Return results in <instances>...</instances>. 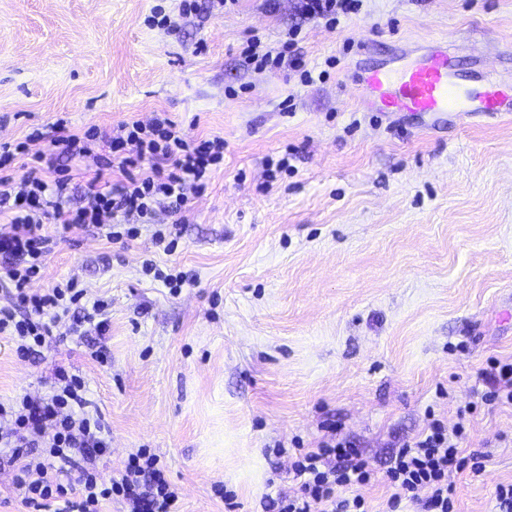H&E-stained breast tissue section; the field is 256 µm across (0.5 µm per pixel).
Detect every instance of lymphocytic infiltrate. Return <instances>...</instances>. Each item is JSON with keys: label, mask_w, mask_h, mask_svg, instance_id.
I'll return each instance as SVG.
<instances>
[{"label": "lymphocytic infiltrate", "mask_w": 512, "mask_h": 512, "mask_svg": "<svg viewBox=\"0 0 512 512\" xmlns=\"http://www.w3.org/2000/svg\"><path fill=\"white\" fill-rule=\"evenodd\" d=\"M362 0H298L308 19L338 26L341 18L358 14ZM300 29L289 30L279 46L251 36L241 51L244 63L261 71L273 65L299 72L303 83L312 74L298 53ZM101 141L106 154L93 153ZM28 154L26 143L0 144V283L9 302L0 307V335L24 357L41 354L54 324L72 316L71 335L87 328L107 327L103 301H91L75 279L43 293L29 285L38 277L49 251L43 234L45 219L69 231L99 230L109 239H134L138 224L151 223L157 209L182 212L191 197L202 193L213 170L224 159V140L191 138L166 114L136 120L113 130L92 127L84 133H64L45 151L32 157L30 172L11 174L18 157ZM92 158L96 169L86 182L82 204L72 209L65 198L71 176L60 159ZM118 170L111 181L105 171ZM129 229H122V222ZM464 426L447 431L430 420L421 436L403 445L389 460L386 480L393 489L386 512H455L454 474L483 470L481 455H461ZM112 442L109 429L93 409L85 380L64 365H56L49 394L22 396L0 402V471L13 476L10 491L29 512H103L107 503L122 501L128 512H177L179 493L166 478V465L150 449H139L125 462L119 476L104 478L99 462ZM291 475L296 494L277 492L269 498L272 512H369L359 495L375 471L349 442L328 436L317 447L294 446ZM350 489L347 497L337 496Z\"/></svg>", "instance_id": "1"}]
</instances>
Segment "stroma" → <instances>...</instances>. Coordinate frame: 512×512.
<instances>
[{
  "instance_id": "obj_1",
  "label": "stroma",
  "mask_w": 512,
  "mask_h": 512,
  "mask_svg": "<svg viewBox=\"0 0 512 512\" xmlns=\"http://www.w3.org/2000/svg\"><path fill=\"white\" fill-rule=\"evenodd\" d=\"M197 3L185 15L181 0H0V143L37 128L35 153L57 119L81 133L156 112L224 140L186 217L157 210L125 244L79 230L57 241L34 289L78 278L107 302L108 329L74 341L60 319L36 359L0 338V400L43 395L55 364L71 367L112 434L104 476L152 449L179 512H226L218 483L234 512H263L266 495L296 488L288 448L317 447L330 423L375 469L362 493L383 512L390 456L430 419L461 423V448L485 469L454 475L455 510L497 512V487L512 484V404H480L479 375L512 360V117L424 127L366 112L355 76L439 36L462 82L512 81V0H363L333 29L301 18L296 0ZM157 6L179 33L149 23ZM297 25L312 83L244 66L251 35L274 44ZM465 31L474 44L458 41ZM171 224L166 253L153 234ZM147 259L187 282L171 292ZM90 341L109 364L86 356Z\"/></svg>"
}]
</instances>
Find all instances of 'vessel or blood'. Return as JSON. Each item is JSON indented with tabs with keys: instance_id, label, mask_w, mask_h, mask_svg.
<instances>
[{
	"instance_id": "1",
	"label": "vessel or blood",
	"mask_w": 512,
	"mask_h": 512,
	"mask_svg": "<svg viewBox=\"0 0 512 512\" xmlns=\"http://www.w3.org/2000/svg\"><path fill=\"white\" fill-rule=\"evenodd\" d=\"M457 59L443 38L432 39L421 56L410 63H392L358 77L360 98L373 112H408L438 120L456 114L512 112V83L485 81L469 88L455 81Z\"/></svg>"
}]
</instances>
